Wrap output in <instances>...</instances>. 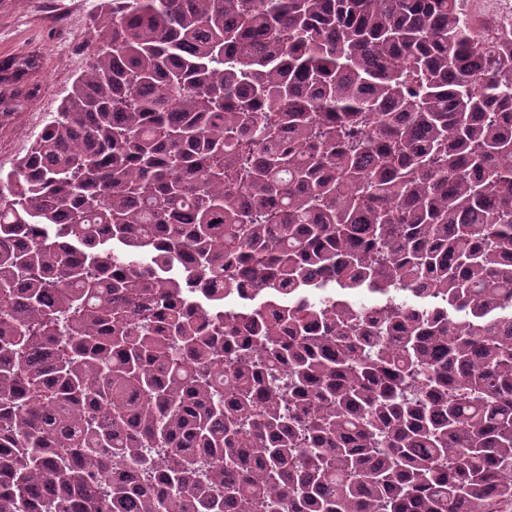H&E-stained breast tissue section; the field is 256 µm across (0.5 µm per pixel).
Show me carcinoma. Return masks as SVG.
<instances>
[{
  "instance_id": "carcinoma-1",
  "label": "carcinoma",
  "mask_w": 512,
  "mask_h": 512,
  "mask_svg": "<svg viewBox=\"0 0 512 512\" xmlns=\"http://www.w3.org/2000/svg\"><path fill=\"white\" fill-rule=\"evenodd\" d=\"M90 46L0 169V512L512 507V27L112 0Z\"/></svg>"
}]
</instances>
